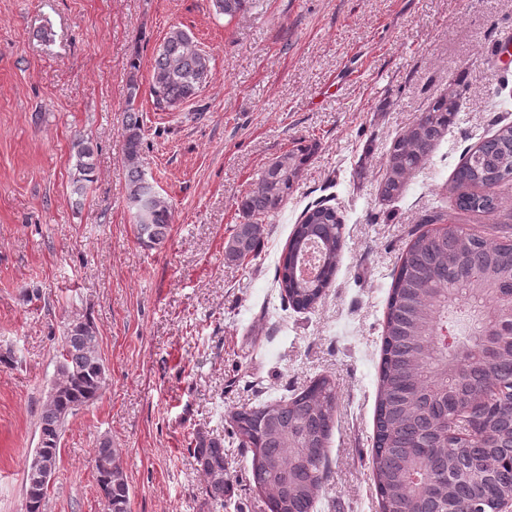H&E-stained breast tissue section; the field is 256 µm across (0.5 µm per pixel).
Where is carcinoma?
<instances>
[{"instance_id":"obj_1","label":"carcinoma","mask_w":512,"mask_h":512,"mask_svg":"<svg viewBox=\"0 0 512 512\" xmlns=\"http://www.w3.org/2000/svg\"><path fill=\"white\" fill-rule=\"evenodd\" d=\"M248 0H213L216 14L233 18ZM149 95L156 109L173 111L194 99L211 75L210 59L181 28L171 30L157 49ZM459 82L448 85L404 131L385 147L380 198L403 196L408 177L430 163L461 108ZM139 84L130 79L125 118L127 204L137 237L147 247L162 244L172 221L167 199L139 168L144 146L143 120L134 108ZM76 192L92 182L94 147L78 139ZM317 144L300 145L277 157L260 172L252 188L237 200L242 222L224 246L225 258L243 262L258 255L262 224L284 207L299 174L315 154ZM512 182V125L470 148L455 170L448 193L458 214H494L501 205L496 188ZM149 210L145 223L138 209ZM319 251L316 275L300 273L304 254ZM343 247V219L336 208L317 203L305 209L294 225L277 267V284L284 303L309 310L336 275ZM512 295V239H487L448 226L434 234L410 239L391 275L381 348L372 448L373 476L380 512H433L456 489L441 477L421 496L410 492L408 479L428 465L421 453H408L426 436L443 427L448 408L445 385L453 383L473 410L487 400L512 401V358L479 362L472 354L476 337L475 303L489 309ZM453 342H448V338ZM59 380L56 397L39 417V448L59 460V444L67 417L97 401L105 380L104 362L95 327L80 318L66 326L57 349ZM336 388L326 376L275 401L245 406L231 416L232 442L250 458V484L265 495L268 512H314L327 472L325 448L334 425ZM206 476L205 496L215 508L224 507L229 490L225 476L224 439L197 435L190 449ZM109 485V512H128L129 484L122 467L100 478ZM512 496V460L487 479L484 512H495L499 501ZM45 493L26 474L24 512H43Z\"/></svg>"}]
</instances>
